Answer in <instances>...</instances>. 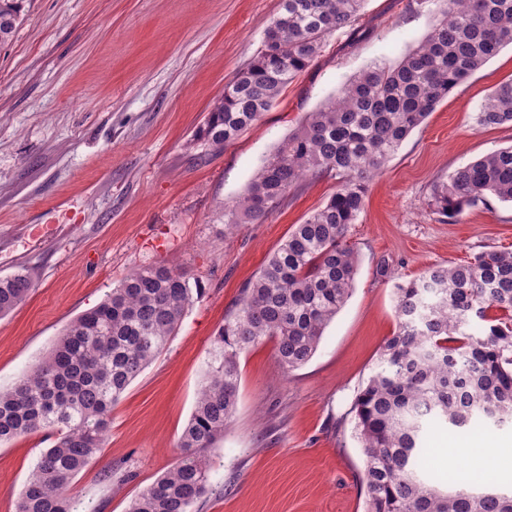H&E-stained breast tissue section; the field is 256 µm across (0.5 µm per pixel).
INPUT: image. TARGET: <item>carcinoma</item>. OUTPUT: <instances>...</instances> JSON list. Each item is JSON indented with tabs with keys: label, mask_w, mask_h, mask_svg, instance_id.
<instances>
[{
	"label": "carcinoma",
	"mask_w": 512,
	"mask_h": 512,
	"mask_svg": "<svg viewBox=\"0 0 512 512\" xmlns=\"http://www.w3.org/2000/svg\"><path fill=\"white\" fill-rule=\"evenodd\" d=\"M25 2L0 0V43L23 20ZM364 2L281 0L261 50L210 106L199 139L222 149L259 121L327 38L354 25ZM437 2L440 19L422 41L396 64L369 66L345 82L261 161L242 194L224 202L232 230L266 217L304 178L336 179L326 204L296 225L242 289L216 332L180 457L128 512H188L205 494L211 450L237 405L239 355L270 339L286 373L311 359L351 294L358 260L346 235L364 207L366 183L449 91L512 44V0ZM475 120L512 125V81L486 97ZM489 195L512 204V146L449 175L434 205L453 215ZM32 288L25 269L0 278V317ZM196 295L201 288L181 269L140 266L0 391V445L43 430L55 436L20 493L18 512H75L70 489L101 451L112 405L164 349ZM394 297L398 330L354 404L367 512H512V494L439 490L422 476L421 448L430 421L456 428L512 421V252L430 267L395 284ZM491 309L501 315L489 318ZM473 315L483 325L468 333Z\"/></svg>",
	"instance_id": "1"
}]
</instances>
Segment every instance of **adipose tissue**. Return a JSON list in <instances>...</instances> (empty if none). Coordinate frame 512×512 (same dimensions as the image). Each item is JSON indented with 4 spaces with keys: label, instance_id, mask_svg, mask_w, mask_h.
I'll use <instances>...</instances> for the list:
<instances>
[{
    "label": "adipose tissue",
    "instance_id": "ef3b65f1",
    "mask_svg": "<svg viewBox=\"0 0 512 512\" xmlns=\"http://www.w3.org/2000/svg\"><path fill=\"white\" fill-rule=\"evenodd\" d=\"M438 459H461L463 468L457 470L459 483L470 484L485 480L489 470L502 474L512 473V448L499 445L486 436H477L466 441H440L433 450Z\"/></svg>",
    "mask_w": 512,
    "mask_h": 512
}]
</instances>
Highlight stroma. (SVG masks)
Segmentation results:
<instances>
[{
	"label": "stroma",
	"mask_w": 512,
	"mask_h": 512,
	"mask_svg": "<svg viewBox=\"0 0 512 512\" xmlns=\"http://www.w3.org/2000/svg\"><path fill=\"white\" fill-rule=\"evenodd\" d=\"M280 0H29L0 44V278L34 287L0 317V389L133 269L173 264L202 292L162 353L112 408L101 454L71 488L79 512H127L176 463L215 333L294 226L322 207L331 178L304 180L267 217L224 227V203L261 159L367 65L396 63L437 18L435 0H366L262 118L221 150L196 132L225 84L261 48ZM512 80V45L441 100L368 185L346 241L353 291L312 358L283 373L266 340L239 356V391L189 512H366L356 397L398 329L393 287L428 267L512 251V205L488 198L454 219L436 184L512 145V126L475 115ZM53 439L0 447V512ZM111 481H104V470Z\"/></svg>",
	"instance_id": "35a3bbf8"
}]
</instances>
